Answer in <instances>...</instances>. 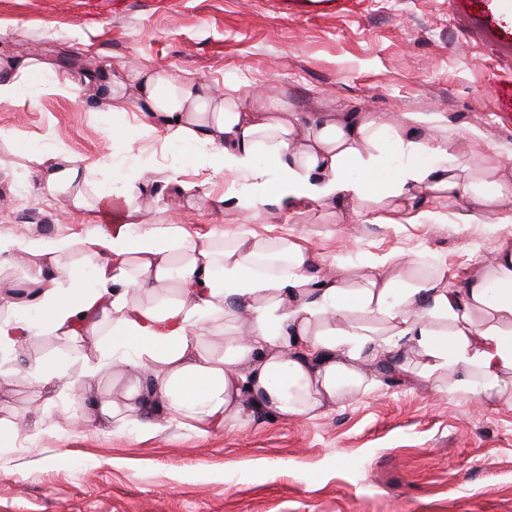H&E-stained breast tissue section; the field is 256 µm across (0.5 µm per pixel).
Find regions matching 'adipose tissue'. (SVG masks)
Listing matches in <instances>:
<instances>
[{"mask_svg":"<svg viewBox=\"0 0 512 512\" xmlns=\"http://www.w3.org/2000/svg\"><path fill=\"white\" fill-rule=\"evenodd\" d=\"M76 100L68 72L37 56L0 60V103L22 91ZM111 112L144 117L140 137L193 145L191 164L243 178L250 209L273 201L345 202L430 194L472 196L484 212L512 203V181L472 174L452 148V135L424 134L413 114L389 124L377 114L321 115L303 124L299 113L264 93L243 99L166 71L137 74L135 88L114 80L98 92ZM271 162L262 166L259 155ZM403 160L391 168L392 157ZM42 191L85 198V175L63 147L44 149ZM141 186L100 193L97 207L120 202L126 221L112 233L48 244L0 238V254L29 266L38 315L15 313L0 326V346L45 328L61 336L112 338V364L144 370L129 397L139 424L181 416L219 429L264 411L273 417L312 416L348 394L370 387L367 369L385 365L401 344L412 347V378H447L452 394L481 392L512 405V240L488 257L483 275L458 286L447 267L428 260L389 275L392 253L358 281L311 273L313 256L295 236L260 238L243 230L200 240L182 225L130 232L141 208ZM82 253L85 270L63 271L61 257ZM224 330V346L204 336Z\"/></svg>","mask_w":512,"mask_h":512,"instance_id":"adipose-tissue-1","label":"adipose tissue"}]
</instances>
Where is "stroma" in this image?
<instances>
[{
  "label": "stroma",
  "mask_w": 512,
  "mask_h": 512,
  "mask_svg": "<svg viewBox=\"0 0 512 512\" xmlns=\"http://www.w3.org/2000/svg\"><path fill=\"white\" fill-rule=\"evenodd\" d=\"M495 0H0V58L39 54L83 81L101 61L123 77L160 68L178 79L250 96L265 90L305 121L326 112L420 113L447 127L484 168L512 179V25ZM140 113L115 115L94 93L37 105L0 104V236L47 240L111 231L90 210L42 196L36 163L12 154L61 143L98 191L145 184L135 233L180 224L202 236L247 227L299 236L322 275L359 279L390 252L446 262L455 284L478 274L512 223L472 219L473 202L417 196L429 224L368 201L239 209L247 184L187 164L192 148L142 140ZM123 138L107 141L106 127ZM194 183L185 194L181 183ZM394 223H384V216ZM28 270L0 257V320L26 304ZM109 337L43 332L0 349V512H512V406L416 384L399 363L373 387L311 417L254 414L200 432L166 419L142 434L102 421L94 405L124 406L131 372L89 375ZM57 363L61 381L33 373Z\"/></svg>",
  "instance_id": "stroma-1"
}]
</instances>
